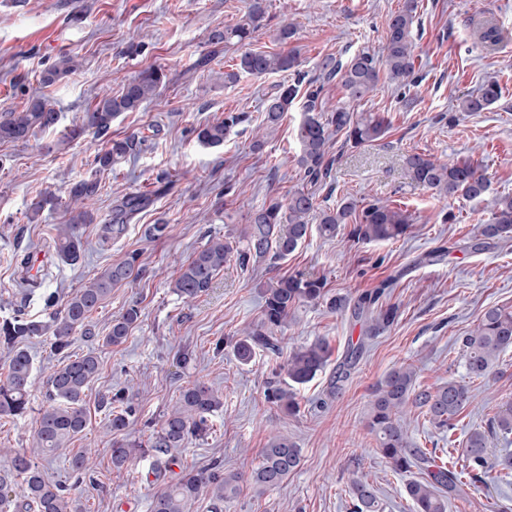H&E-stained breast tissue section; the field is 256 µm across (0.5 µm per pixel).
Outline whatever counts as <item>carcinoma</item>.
<instances>
[{"instance_id":"obj_1","label":"carcinoma","mask_w":512,"mask_h":512,"mask_svg":"<svg viewBox=\"0 0 512 512\" xmlns=\"http://www.w3.org/2000/svg\"><path fill=\"white\" fill-rule=\"evenodd\" d=\"M418 8L417 0H404L401 9L390 15L385 32L381 57L361 50L343 64L334 57L320 63L324 80L341 77L347 98L358 103L376 90L380 72L407 89L418 82L415 56L412 49V26ZM265 11L263 0H251L247 12L232 27L215 30L209 35L214 45L242 44L263 26ZM481 44L491 48L501 40L497 25L488 20L477 31ZM299 65L295 53L274 54L245 50L239 55L238 71L225 74V80L234 81L238 73L264 75L289 71ZM76 61L70 55L61 56L41 77L44 85L73 71ZM164 74L158 69L139 72L124 85L120 94L105 95L92 111L82 116L81 126L70 131L75 136L84 130L105 134L112 121L125 112H135L153 99ZM323 85L310 82L306 90L304 118L297 128L299 154L297 166L302 180L310 189L297 190L283 202L271 198L251 216L249 224L240 230L238 241L232 243L211 236L207 242L183 263L177 271L175 292L183 299H193L212 288L224 264L233 260L247 271L259 263L277 267L301 245L312 232L332 238L341 225L352 223L349 235L364 241H396L408 231L409 216L388 202L370 200L362 208L352 201L339 207L323 209L317 203V191L331 178L335 159L331 153L333 139L342 138L353 148L372 146L388 132L389 125L377 114L356 112L342 104L328 108L321 100ZM297 86L283 85L270 98L264 108L258 129L276 130L282 115L297 97ZM501 94L497 81L485 82L477 92L457 98L461 112H483L495 104ZM248 120L245 112H230L222 119L207 122L193 129L198 142L209 147L224 143L228 130ZM59 114L41 95L29 98L20 111L0 112V142L27 139L35 131L53 128ZM139 141L124 138L110 141V146L93 160L96 170H108L117 159L137 151ZM405 168L412 181L433 191L439 198L463 197L468 200L483 198L490 183L481 167L470 160L442 163L421 154L409 153L404 158ZM101 186L97 177L90 176L70 186L67 192L68 223L57 227L53 238L56 254L66 262L80 257L82 241L77 234L81 224L92 222L83 205L94 199ZM148 195L130 193L116 200L112 208V223L103 227L105 236L120 235L134 217L146 206ZM480 236L486 239L512 237V197H498L492 218L481 225ZM139 255L133 253L123 261L111 264L95 278L63 301L49 298L45 302L47 320L33 322L16 311L13 317L0 323V339L8 349V375L0 384V416H18L26 412L34 384L33 361L21 343L34 336H48L61 360L47 380L45 405L39 410L34 433V447L47 454L65 455L69 469L76 475V483L84 482L93 472V456L89 448L75 453L69 451L73 440L87 427V414L83 408L85 390L98 377L101 365L94 352L81 356L67 353L76 333L92 337L91 316L109 296L112 288L132 284L141 272ZM15 265L20 268V286L23 298L33 295L41 285L38 276L31 274L29 253L15 254ZM381 290L364 292L354 303L357 314L371 313L378 305ZM263 305L258 322L248 325L242 336L231 343L233 353L242 364L250 363L256 353L265 352L277 357L281 354L280 341L275 330L287 323L288 317L301 303L329 300L330 308L344 310L347 301L330 299L326 281L302 273L282 276L262 289ZM140 316L138 303L112 320L103 343L107 346L122 344ZM466 379L448 381L431 390L417 384L413 365L405 364L390 371L376 386L369 412L368 425L374 433L380 455L400 473L415 469L420 477L410 481L407 494L413 503V512H447L448 499L457 497L462 487L469 485L480 490L490 473L488 434H512V403L499 408L489 432L472 429L466 435L462 448L461 469L448 462H436L427 449L413 442L405 415L412 411L427 418L434 427L446 432L453 428L456 416L470 401L469 382L486 379L493 373L501 353L512 349V311L498 306L485 310L478 323L460 337ZM331 357L327 340L317 339L301 346L288 355L279 369L272 371L267 381V403L290 414L298 411V402L290 387L280 381L285 373L294 384H305L323 371ZM223 404L218 390L201 382L184 389L164 415L162 423L151 435L148 447L152 451V470L162 476L167 468L162 458L174 448L184 447L189 440L201 438L210 430L208 418ZM100 407L107 409V428L119 434L131 424L136 410L122 389L109 398H102ZM139 444L124 439L112 442L111 461L115 469L124 468L136 455ZM8 466L0 475V512H81L76 499L70 496V487L47 482L38 465L27 455L7 451ZM301 450L284 435L270 438L263 448L261 460L250 475L224 470V464L213 461L209 467L183 474L177 481L156 492L150 512H189V506L204 492L209 496V512H224V503L249 490L260 497L281 486L301 465ZM350 512H377L379 504L376 489L363 475L356 477L350 487Z\"/></svg>"}]
</instances>
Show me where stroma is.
Listing matches in <instances>:
<instances>
[{
  "instance_id": "obj_1",
  "label": "stroma",
  "mask_w": 512,
  "mask_h": 512,
  "mask_svg": "<svg viewBox=\"0 0 512 512\" xmlns=\"http://www.w3.org/2000/svg\"><path fill=\"white\" fill-rule=\"evenodd\" d=\"M403 3L264 0V26L248 47L281 54L298 50L300 70L261 77L243 73L228 83L224 76L235 72L243 48L212 45L208 35L236 24L249 0H0V112L22 110L39 87L59 114L55 129L36 132L25 142L0 143V320L18 308L27 319H45L48 295L65 299L128 253H139L142 266L134 286L114 287L94 312L95 337L75 336L70 347L76 355L95 351L101 361L100 374L84 396L88 426L73 442L94 449L97 489L75 485L64 458H35L49 481L70 486L84 512H150L161 487L149 462L134 460L113 470V437L101 397L126 391L137 414L125 435L144 441L196 381L222 392L223 404L205 437L175 449L174 473L200 470L217 459L225 469L250 472L274 433L291 438L302 454L300 467L279 488L259 498L243 492L225 503L224 512H347L358 473L376 485L382 512H412L406 492L410 474L395 472L380 457L369 431L371 392L387 372L407 363L415 365L425 388L461 379L465 370L456 337L473 328L488 307L512 308V239L484 242L479 234L495 198L512 195V0H418L412 30L418 83L404 95L381 79L359 108L385 117V137L372 147H332L336 189L319 196V203L333 208L347 198L360 204L390 201L411 218L404 237L358 243L343 226L333 238L310 235L278 271L245 272L230 262L207 294L187 301L173 291L178 263L209 237L235 238L269 198H287L304 186L295 137L302 100L294 101L262 150L250 149L265 100L296 77L317 78L324 57L346 62L364 48L379 52L386 21ZM486 16L495 17L505 34L493 54L472 35L474 24ZM286 23L296 34L281 43L275 32ZM64 54L76 57L78 69L41 87L43 72ZM146 68L166 75L152 100L113 120L105 135L70 137V129L103 93L119 94ZM489 79L499 81L500 99L483 112L459 111L457 97ZM228 112L249 118L231 130L223 146H201L194 128ZM130 135L142 139L136 157L95 172L93 159L109 140ZM411 151L442 161L478 162L490 181L488 194L474 201L437 198L409 178L403 157ZM93 175L102 190L91 205L92 223L79 229L81 256L70 264L47 248L56 225L67 220L64 207L33 217L28 206L37 193L62 198L71 184ZM137 192L150 195L149 204L123 234L102 240L114 201ZM155 224L166 227L158 239L149 234ZM26 249L42 254L50 274L25 300L13 256ZM439 251L443 259L432 261ZM296 272L324 277L333 296L354 298L383 288L380 303L394 308L396 317L377 330L369 315L336 312L322 302L297 306L278 330L285 351L322 337L332 354L323 373L297 386L300 409L289 415L265 401L269 355L257 353L243 365L230 347L219 350L215 344L259 318L265 282ZM134 300L141 314L127 340L103 345L113 319ZM351 345L361 346V356L347 378L337 379V361ZM27 348L38 380L32 410L23 417H0V451H31L35 411L45 402L42 383L59 362L47 337L31 339ZM496 369L495 377L472 383L473 398L450 437L418 419L410 426L413 439L460 455L465 430L487 429L498 405L512 398V350L500 356ZM448 512H512V476L451 499Z\"/></svg>"
}]
</instances>
